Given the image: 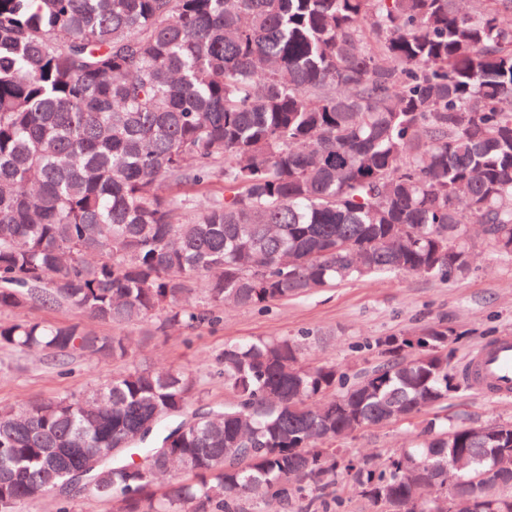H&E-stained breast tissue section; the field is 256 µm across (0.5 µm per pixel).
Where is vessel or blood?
<instances>
[{"label": "vessel or blood", "instance_id": "b4317fda", "mask_svg": "<svg viewBox=\"0 0 512 512\" xmlns=\"http://www.w3.org/2000/svg\"><path fill=\"white\" fill-rule=\"evenodd\" d=\"M464 371L478 393L512 396V335L506 333L478 346L469 355Z\"/></svg>", "mask_w": 512, "mask_h": 512}]
</instances>
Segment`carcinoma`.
<instances>
[{"label": "carcinoma", "mask_w": 512, "mask_h": 512, "mask_svg": "<svg viewBox=\"0 0 512 512\" xmlns=\"http://www.w3.org/2000/svg\"><path fill=\"white\" fill-rule=\"evenodd\" d=\"M512 0H0V310L194 330V301L261 307L361 278L467 275V225L512 258ZM221 181V196L181 192ZM443 321L374 341L354 374L292 336L224 343L218 409L191 371L137 367L82 395L0 409V512L83 458L118 512H250L344 473L383 512L444 485L488 438L427 411L469 386ZM0 348L124 361L120 336L0 323ZM402 422L379 461L340 444ZM481 512L512 493L479 491Z\"/></svg>", "instance_id": "carcinoma-1"}]
</instances>
